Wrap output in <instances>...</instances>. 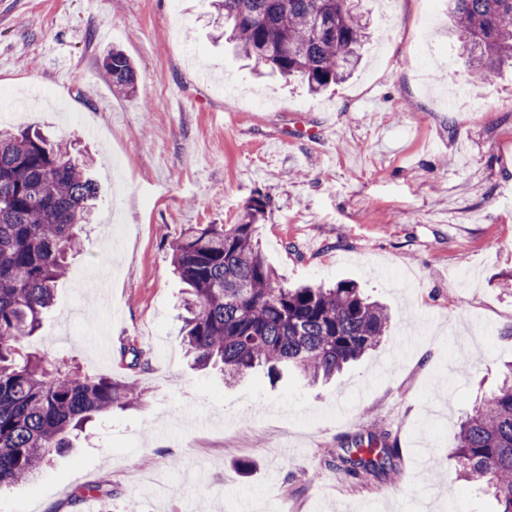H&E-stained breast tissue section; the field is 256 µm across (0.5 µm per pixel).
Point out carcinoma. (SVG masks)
Masks as SVG:
<instances>
[{"mask_svg":"<svg viewBox=\"0 0 512 512\" xmlns=\"http://www.w3.org/2000/svg\"><path fill=\"white\" fill-rule=\"evenodd\" d=\"M214 7L256 73L298 78L315 94L355 69L367 38L355 0H215ZM448 17L474 79L512 65V0H448ZM100 68L116 93L137 92L123 51H107ZM89 167L38 133L0 130V491L32 478L92 418L142 398L131 383L25 353L97 200ZM266 206L260 196L241 223L189 224L172 242L173 271L188 288L183 346L192 366L218 367L226 381L265 368L274 379L298 373L326 382L379 345L390 315L353 280L332 288L279 283L256 239L254 221ZM452 456L457 479L492 494L497 512H512V364L460 422ZM399 460L381 432L345 439L324 464L360 480L380 478Z\"/></svg>","mask_w":512,"mask_h":512,"instance_id":"1","label":"carcinoma"}]
</instances>
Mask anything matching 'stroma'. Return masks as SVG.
Masks as SVG:
<instances>
[{
	"instance_id": "obj_1",
	"label": "stroma",
	"mask_w": 512,
	"mask_h": 512,
	"mask_svg": "<svg viewBox=\"0 0 512 512\" xmlns=\"http://www.w3.org/2000/svg\"><path fill=\"white\" fill-rule=\"evenodd\" d=\"M358 10V69L313 95L256 75L211 0H0L7 126L92 160L102 195L27 349L143 393L1 494L0 512H85L77 497L98 483V512H495L448 451L512 362V69L473 82L442 0ZM115 47L136 65V95L99 67ZM260 196L256 235L280 282L353 279L391 311L381 344L330 384L255 372L229 385L182 345L171 240L239 223ZM381 431L401 451L386 477L322 465L325 449Z\"/></svg>"
}]
</instances>
